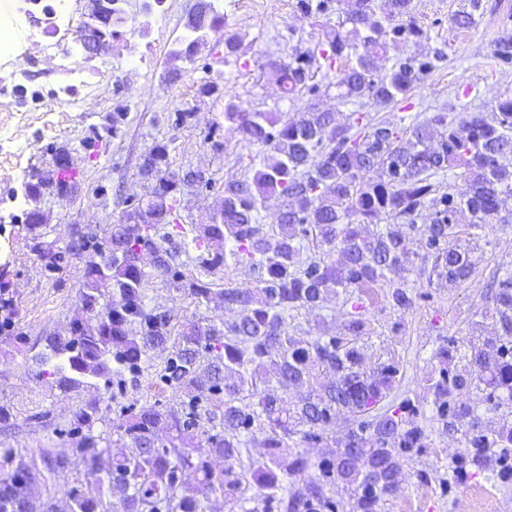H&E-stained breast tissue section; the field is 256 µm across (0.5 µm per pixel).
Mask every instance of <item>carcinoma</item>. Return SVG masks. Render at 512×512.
I'll use <instances>...</instances> for the list:
<instances>
[{
	"mask_svg": "<svg viewBox=\"0 0 512 512\" xmlns=\"http://www.w3.org/2000/svg\"><path fill=\"white\" fill-rule=\"evenodd\" d=\"M122 0H104L102 16L88 36L114 43L124 22ZM333 0H296L304 18L327 16ZM410 0H350L345 19L325 40L294 54L279 65L283 92L319 85L314 65L339 68L337 98L344 104L369 98L379 105L401 101L437 68L444 53L399 58L385 69L380 64L388 47L428 38L411 15ZM483 0H462L452 22L461 29L477 23ZM224 26L209 0H199L185 24L191 37L173 51L176 59L194 60L188 51ZM493 56L512 64V39L501 40ZM224 121L242 139L260 148L250 180L224 185L216 223L186 226L178 218V196L186 172L171 169L168 144L157 141L143 156L141 175L151 182L144 196L129 202L123 221L103 237L79 233L60 248L44 240L43 214L37 203L45 191L71 193L76 173L60 167L55 175L35 172L24 183L25 224L30 251L47 272L61 269L66 257L85 264L79 299L86 320H74L66 334L45 337L41 373L53 376L67 390L85 380L105 387L123 382L125 374L142 371L148 352L172 343L159 372L164 383H176L187 400L181 408L143 406L116 425L129 440L128 451L102 470L105 449L92 434L99 404L76 413L72 434L80 444L71 455L43 451L49 476L74 470L107 486L118 498L114 507L78 485L70 491L67 510L38 490L39 470L27 456L0 449V512H199V500L188 494L182 473L192 471L199 492L219 493L237 502L240 512H338L329 490L341 482L350 490L351 512H382L388 497L407 482L405 465L428 447L424 427L413 421L419 409L405 399L381 410L399 373L394 363H380L367 372L358 342L366 335V289L388 288L390 305L402 312L414 305L412 292L400 276L418 254L407 240L419 239L434 258L439 279L464 283L475 273L476 246L461 242L460 218L470 217L481 231L512 224L504 207L512 196V168L502 159L512 154V98L496 111L435 112L401 127L374 123L352 112L339 123L333 112L310 104L298 117L281 121L271 112L252 111L234 102ZM205 141L224 148V125L213 122ZM458 167L462 185L435 177ZM281 199L277 230L261 224L260 209L270 198ZM312 240L319 253L305 251ZM195 252L198 274H185L181 254ZM258 271L255 286L224 283L219 297L238 313L230 323L191 322L171 338L172 316L146 303L149 281L159 278L196 305H207L214 292L203 277L216 274L227 259ZM489 305L480 312L492 320L494 336L461 352L450 340L433 358L430 378L432 419L447 433H461L467 457L451 462L459 471L488 453L509 454L512 448V270L494 275ZM346 308L340 336H297L290 325L302 310L323 308L334 301ZM18 308L10 289L0 287V339ZM476 392L485 410L500 425L488 427L476 406L454 393ZM349 414L339 436L326 428L341 412ZM168 432V443L157 432ZM323 445L324 456L313 466L288 448L295 435ZM266 449L255 465L249 444ZM224 459L217 474L211 457ZM299 476L292 490L288 479Z\"/></svg>",
	"mask_w": 512,
	"mask_h": 512,
	"instance_id": "1",
	"label": "carcinoma"
}]
</instances>
